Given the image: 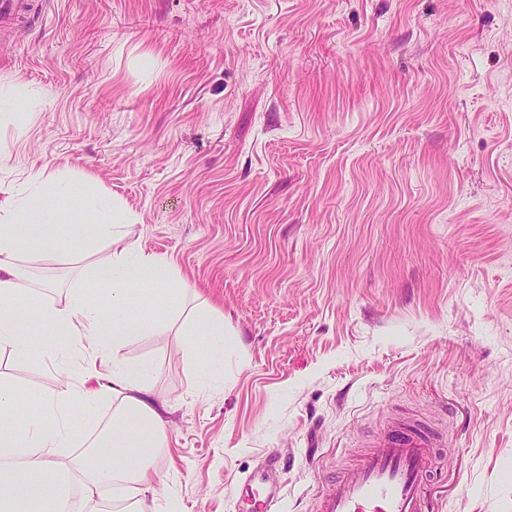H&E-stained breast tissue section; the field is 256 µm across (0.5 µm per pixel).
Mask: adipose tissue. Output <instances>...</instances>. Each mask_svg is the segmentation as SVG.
Masks as SVG:
<instances>
[{
    "label": "adipose tissue",
    "mask_w": 512,
    "mask_h": 512,
    "mask_svg": "<svg viewBox=\"0 0 512 512\" xmlns=\"http://www.w3.org/2000/svg\"><path fill=\"white\" fill-rule=\"evenodd\" d=\"M73 190L66 175L42 169L0 198V351L26 355L29 336L46 328L79 343L87 362L80 378L32 403L18 386L0 379V512L21 507L51 512L75 492L80 505L94 504L110 483L131 493L120 512H148L144 497L156 477L151 460L167 443V421L142 374L120 351L130 337L151 327L137 319L141 306L163 304L180 336L196 316L186 313L184 291L177 288L166 258L126 243L124 229L134 224V216L95 191L86 193L83 205L69 211L67 219L80 225L86 250L105 243L112 247L110 255L83 267L62 298L27 277L22 267L26 246L59 251L63 244L42 236L22 242L15 225L55 223L52 200ZM106 403L112 415L91 444V463L61 459V450L72 445L81 426L95 424L97 408ZM76 405L84 411L79 424L70 415ZM134 419L146 423L147 443L129 432Z\"/></svg>",
    "instance_id": "1"
}]
</instances>
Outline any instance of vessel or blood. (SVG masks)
<instances>
[{"instance_id":"1","label":"vessel or blood","mask_w":512,"mask_h":512,"mask_svg":"<svg viewBox=\"0 0 512 512\" xmlns=\"http://www.w3.org/2000/svg\"><path fill=\"white\" fill-rule=\"evenodd\" d=\"M34 0H0V29L10 31L26 23ZM441 442L423 420L407 418L390 423L368 450L347 467L322 493L315 512H430V486ZM278 458L250 474L245 503L248 512H270L279 489L269 482L268 470Z\"/></svg>"}]
</instances>
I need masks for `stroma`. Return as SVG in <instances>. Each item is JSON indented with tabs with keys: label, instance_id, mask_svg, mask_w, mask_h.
<instances>
[{
	"label": "stroma",
	"instance_id": "stroma-1",
	"mask_svg": "<svg viewBox=\"0 0 512 512\" xmlns=\"http://www.w3.org/2000/svg\"><path fill=\"white\" fill-rule=\"evenodd\" d=\"M0 84L40 94L0 188L92 177L224 315L192 352L142 308L121 351L168 408L155 512H238L276 456L272 512H314L405 413L447 443L436 512H512V0H38ZM87 261L24 266L61 297ZM53 345L80 377L50 335L0 375L56 388Z\"/></svg>",
	"mask_w": 512,
	"mask_h": 512
}]
</instances>
